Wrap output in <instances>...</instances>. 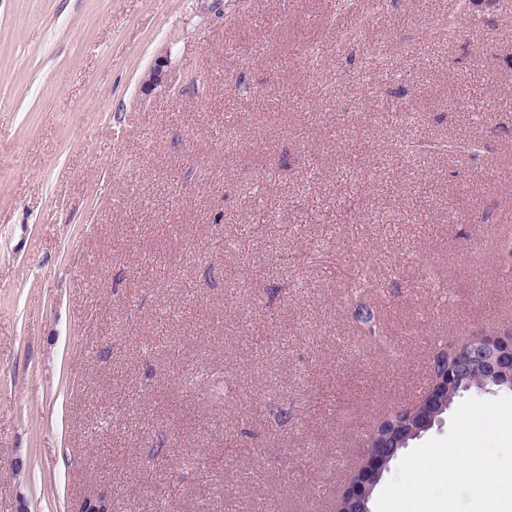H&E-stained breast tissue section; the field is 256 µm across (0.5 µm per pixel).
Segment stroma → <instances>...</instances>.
Wrapping results in <instances>:
<instances>
[{
  "label": "stroma",
  "instance_id": "1",
  "mask_svg": "<svg viewBox=\"0 0 512 512\" xmlns=\"http://www.w3.org/2000/svg\"><path fill=\"white\" fill-rule=\"evenodd\" d=\"M446 14L0 0V512H336L433 354L512 329V8Z\"/></svg>",
  "mask_w": 512,
  "mask_h": 512
}]
</instances>
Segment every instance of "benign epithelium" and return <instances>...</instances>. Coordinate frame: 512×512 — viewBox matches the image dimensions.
Returning <instances> with one entry per match:
<instances>
[{"mask_svg": "<svg viewBox=\"0 0 512 512\" xmlns=\"http://www.w3.org/2000/svg\"><path fill=\"white\" fill-rule=\"evenodd\" d=\"M453 349L457 355L454 367L433 378L419 403L411 409V414L418 415L422 423L433 424L443 406V395L467 385L469 372L475 366L482 368L484 378L489 381L512 385V332L499 336H473ZM392 448L388 438L369 442L364 457L366 479L352 486L358 494L360 512H368L367 502L372 491L368 479L381 476L384 466L393 457Z\"/></svg>", "mask_w": 512, "mask_h": 512, "instance_id": "benign-epithelium-1", "label": "benign epithelium"}]
</instances>
